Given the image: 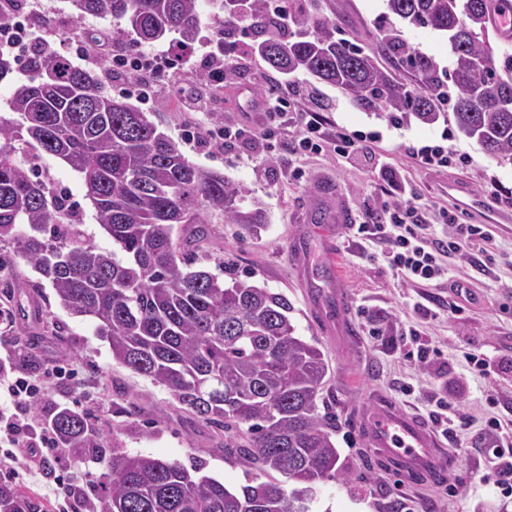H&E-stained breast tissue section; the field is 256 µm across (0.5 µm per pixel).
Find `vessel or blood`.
<instances>
[{
    "instance_id": "obj_1",
    "label": "vessel or blood",
    "mask_w": 512,
    "mask_h": 512,
    "mask_svg": "<svg viewBox=\"0 0 512 512\" xmlns=\"http://www.w3.org/2000/svg\"><path fill=\"white\" fill-rule=\"evenodd\" d=\"M359 424L368 446L384 465L398 471L406 485L420 486L447 476L441 438L390 399H369L359 413Z\"/></svg>"
}]
</instances>
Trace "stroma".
Instances as JSON below:
<instances>
[{
	"mask_svg": "<svg viewBox=\"0 0 512 512\" xmlns=\"http://www.w3.org/2000/svg\"><path fill=\"white\" fill-rule=\"evenodd\" d=\"M45 27L51 29L50 49L70 57L75 66L97 72L105 91L118 96L132 80L130 73L102 67L112 57L116 26L93 17L77 19L69 0H37ZM328 17H342L336 36L354 46L367 45L378 25L400 30L412 46L448 66L447 38L388 16L386 0H319ZM80 36L87 51L75 54L72 36ZM191 54L177 59L154 102L145 105L148 119L158 131L175 141L193 163L224 174L241 186L249 200L266 215L265 224L244 232L236 224H213L199 250L204 269L224 280L250 275L258 286L288 296L297 336L317 344L330 368L320 407L335 413L333 439L346 478L323 480L308 494V512H388L392 503L411 500L415 512H512V495L485 484L482 461L490 443L480 433L486 417L512 419V206L493 203L487 188L497 185L512 194V165H501L486 155L473 139L458 131L453 120L425 124L411 118L394 122L356 107L329 86H319L330 105L323 111L329 131L345 129L364 134L362 153L349 161L327 148L319 153H296L291 145L297 128L282 130L250 111L252 99L269 101L285 92L279 75L267 74L257 58H250L233 78L205 85L208 54H221L212 30L202 29ZM187 95L208 97L206 112H187ZM232 119L251 129L250 138L220 147L204 140H189L188 128L205 131L212 123ZM270 137L272 155H259L258 141ZM425 145H439L460 156L446 167L426 168L415 155ZM39 167L55 188L65 189L75 211L82 238L99 250L112 248V240L98 224L80 174L66 163L41 154ZM302 172L290 176V169ZM394 173L390 187L384 171ZM454 212L460 223L485 224L492 230L493 260L480 255L451 260L447 279L418 287L397 277L389 268L381 241H368L354 231L337 232L323 222L300 223L301 212L317 202L344 203L356 222L369 211L381 210L395 196ZM344 289L355 327L356 350L339 344L322 322L336 309V291ZM40 315L16 311L0 324V369L14 372L31 336L41 345L34 352L40 365L60 360L79 372L78 382L48 380L44 396L31 409L33 426L48 421L52 404L81 399L96 417L94 426L103 442H117L130 455L200 464V476L236 491L252 478L250 467L224 453L223 432L183 409L151 380L132 375L112 360L109 345L96 334L91 319L76 317L42 286ZM380 335L369 333L371 323ZM417 328L433 353L428 367L411 358L405 334ZM486 354L494 374L482 378L471 373L465 353ZM381 392L403 410L436 423L430 398L441 394L456 402L459 421L444 442L454 457L445 482L410 489L400 486L391 473L367 469L370 455L359 431L356 411L368 394ZM0 474L16 475L30 491L58 512L59 500L49 480L34 470L28 453L8 451L0 442Z\"/></svg>",
	"mask_w": 512,
	"mask_h": 512,
	"instance_id": "stroma-1",
	"label": "stroma"
}]
</instances>
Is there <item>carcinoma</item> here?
<instances>
[{
    "instance_id": "carcinoma-1",
    "label": "carcinoma",
    "mask_w": 512,
    "mask_h": 512,
    "mask_svg": "<svg viewBox=\"0 0 512 512\" xmlns=\"http://www.w3.org/2000/svg\"><path fill=\"white\" fill-rule=\"evenodd\" d=\"M224 39L244 35L251 53L283 75L306 74L358 107L425 124L453 116L460 132L500 164L512 165V54L495 57L489 0H386L390 14L448 36L452 67L382 27L364 48L336 38L338 23L318 0H286L293 26L265 11L263 0H211ZM77 19L116 20L143 47L176 35L187 52L202 19L197 0H71ZM408 71L402 84L378 60ZM0 118V243L53 288L59 303L96 323L112 361L147 377L202 421L224 430V452L265 475L308 484L344 479L317 399L328 365L321 350L295 335L292 303L247 280L231 285L195 267L206 225L265 223L239 185L190 162L145 113L121 96L95 101L97 74L41 44L25 62ZM457 90L451 95L449 88ZM50 154L83 178L99 224L112 239L100 251L75 231L66 196L27 164L29 151ZM179 224L188 233L173 237ZM64 455L92 458L105 472L88 482L93 512H307L304 490L275 480L233 493L197 479L178 461L129 456L107 448L77 407L51 419ZM0 512H47L22 486L0 479Z\"/></svg>"
}]
</instances>
